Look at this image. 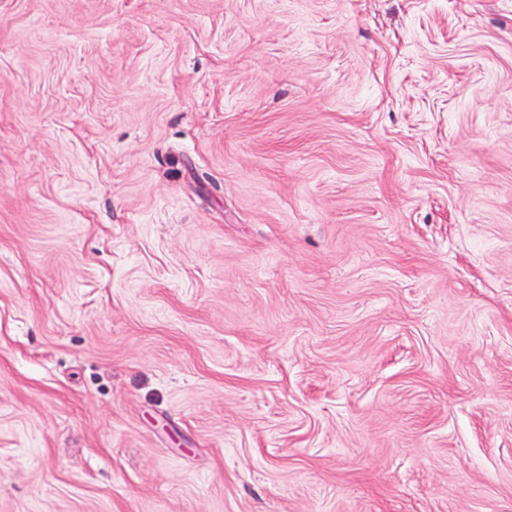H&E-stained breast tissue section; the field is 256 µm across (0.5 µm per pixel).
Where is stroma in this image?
<instances>
[{
  "label": "stroma",
  "instance_id": "stroma-1",
  "mask_svg": "<svg viewBox=\"0 0 512 512\" xmlns=\"http://www.w3.org/2000/svg\"><path fill=\"white\" fill-rule=\"evenodd\" d=\"M0 512H512V0H0Z\"/></svg>",
  "mask_w": 512,
  "mask_h": 512
}]
</instances>
